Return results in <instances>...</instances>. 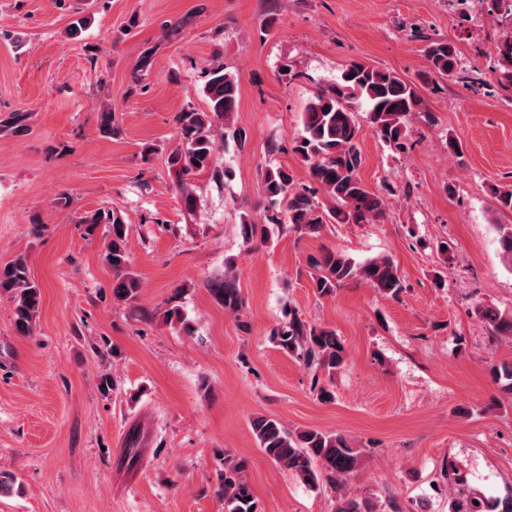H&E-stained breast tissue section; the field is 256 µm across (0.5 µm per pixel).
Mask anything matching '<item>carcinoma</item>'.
Wrapping results in <instances>:
<instances>
[{"label":"carcinoma","mask_w":512,"mask_h":512,"mask_svg":"<svg viewBox=\"0 0 512 512\" xmlns=\"http://www.w3.org/2000/svg\"><path fill=\"white\" fill-rule=\"evenodd\" d=\"M493 16L503 33L497 48L500 73L512 86V0H478ZM428 70L420 75L429 85L436 78H465L454 44L445 38L419 35ZM209 109L199 112L188 107L176 116L182 143L169 156V163L182 174L216 168L219 157L216 137L219 125L224 136L241 143L246 132L232 126L231 116L237 110L239 82L222 68L211 72L204 87ZM365 113L374 134L392 149L403 152L409 143V126L415 118L433 123L432 115L423 111L422 95L417 85L398 74L378 69L365 62H350L328 88L318 91L307 104L301 117V130L294 141L293 152L308 169L307 183L296 180L281 166L267 169L263 194L271 206L280 209L264 215L261 223L241 224L246 242L263 243L285 231L314 235L327 224L373 223L385 214L384 197L369 188L360 178L361 127L359 113ZM323 193L326 205L317 198ZM497 210L512 214V187L493 189ZM83 224H108L112 239L105 254L106 262L117 273L113 292L119 299L134 301L140 293L137 275L127 271V228L122 220L108 212L96 210L81 218ZM494 230L503 263L512 266V224H496ZM311 279L320 297L335 294L336 289L351 279L368 282L379 294L396 298L404 289L398 268L387 256L358 262L335 249L325 248L309 259ZM0 291L11 294L15 301L14 324L22 334L32 330L41 301V289L29 275L26 260L18 258L0 267ZM211 295L224 306V311L241 315L244 298L234 272V264H225L224 276L210 285ZM475 314L495 336L512 335V311L478 308ZM273 342L313 372L314 383L333 377L347 357L345 346L336 331L317 327L290 311L273 329ZM492 379L512 392V363L493 364ZM251 429L261 451L276 464L288 470L311 489L325 484L338 490L335 512H379L368 497L341 490L346 480L361 463V452L342 433L316 429L288 431L281 421L257 415ZM220 472V496L224 512H261L247 478V462L224 449ZM454 512H512V500L494 498L478 502L459 498Z\"/></svg>","instance_id":"carcinoma-1"}]
</instances>
